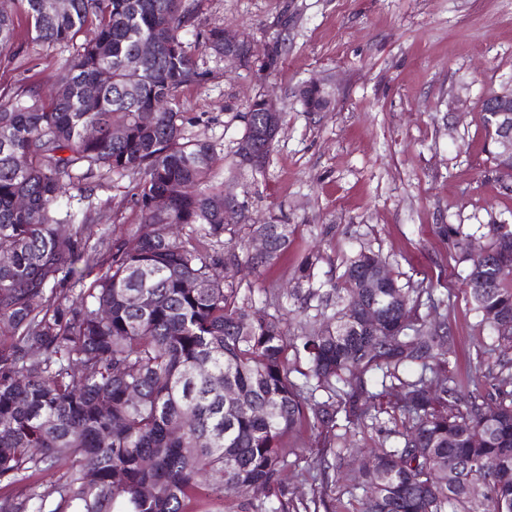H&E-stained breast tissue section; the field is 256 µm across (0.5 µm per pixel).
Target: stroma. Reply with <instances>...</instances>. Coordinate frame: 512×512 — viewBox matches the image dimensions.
<instances>
[{"label": "stroma", "instance_id": "35a3bbf8", "mask_svg": "<svg viewBox=\"0 0 512 512\" xmlns=\"http://www.w3.org/2000/svg\"><path fill=\"white\" fill-rule=\"evenodd\" d=\"M199 20L250 34L260 53L277 51L264 74L204 56L207 80L182 89L172 107L188 136L210 141L223 163L216 181L234 194L242 221L270 216L295 226L288 254L264 274L240 267L241 290L257 307L289 313L299 257L317 250L316 284L336 282L353 249L371 247L401 279L449 297L447 327L466 377L483 339L461 265L436 233L441 224H512V190L490 172L489 139L478 101L512 80V0H194ZM0 61V91L56 82L62 48L17 41ZM319 80L331 93L325 112L304 111L298 90ZM276 97L284 125L264 174L230 171L260 89ZM136 182L109 175L93 188L97 224L122 235L140 224ZM305 447L282 473L293 501L323 497L322 512H355L358 494L314 463L334 437L306 429Z\"/></svg>", "mask_w": 512, "mask_h": 512}]
</instances>
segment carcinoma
I'll return each mask as SVG.
<instances>
[{
  "label": "carcinoma",
  "mask_w": 512,
  "mask_h": 512,
  "mask_svg": "<svg viewBox=\"0 0 512 512\" xmlns=\"http://www.w3.org/2000/svg\"><path fill=\"white\" fill-rule=\"evenodd\" d=\"M15 2L32 43L73 52L48 95L6 102L0 92V512H193L202 489L240 512H299L281 489L298 452L288 437L329 432L340 414L357 427L377 421L376 402L394 388L403 421L380 428L381 448L361 460L359 512H472L476 502L512 512V389L493 383L512 372V224L484 225L478 256L468 227H438L493 340L467 383L450 370L453 341L436 320L447 301L381 271L365 247L326 290L314 287L318 254L301 257L290 295L309 321L289 336L235 270L274 266L294 229L275 216L224 223L213 145L187 137L169 108L206 79L196 53L224 54V28L196 22L189 0H68L62 11ZM16 37L1 11V57ZM260 99L241 115L246 130L262 124ZM490 155L496 177L512 180V155ZM110 174L139 179L142 223L119 237L95 234L91 210L70 205ZM158 196L163 210L149 205ZM258 233L270 239L264 255L245 244ZM143 294L146 308L134 302ZM290 352L306 363L301 384ZM316 466L343 479L339 450ZM43 469L59 472L49 491L27 483Z\"/></svg>",
  "instance_id": "1"
}]
</instances>
